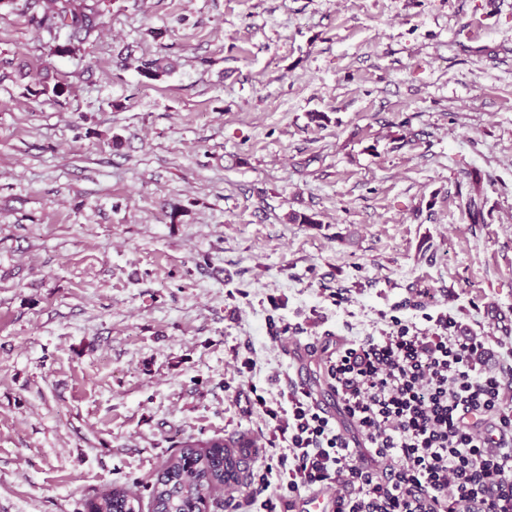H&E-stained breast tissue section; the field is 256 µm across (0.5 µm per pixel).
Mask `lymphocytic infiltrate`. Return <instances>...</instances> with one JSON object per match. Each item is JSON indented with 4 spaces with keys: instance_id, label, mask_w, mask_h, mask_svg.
Masks as SVG:
<instances>
[{
    "instance_id": "obj_1",
    "label": "lymphocytic infiltrate",
    "mask_w": 512,
    "mask_h": 512,
    "mask_svg": "<svg viewBox=\"0 0 512 512\" xmlns=\"http://www.w3.org/2000/svg\"><path fill=\"white\" fill-rule=\"evenodd\" d=\"M428 321L394 317L331 353L357 446L295 383L276 407L255 396L286 449L254 479L251 505L291 512L293 497L334 487L340 512H512V369L484 370L483 343L456 335L448 312Z\"/></svg>"
}]
</instances>
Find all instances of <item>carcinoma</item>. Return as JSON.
Instances as JSON below:
<instances>
[{
  "mask_svg": "<svg viewBox=\"0 0 512 512\" xmlns=\"http://www.w3.org/2000/svg\"><path fill=\"white\" fill-rule=\"evenodd\" d=\"M21 12L39 34L51 35L48 54L73 55L81 50L99 29V0H23ZM173 68V62L159 57L141 62L140 72L148 80H156ZM21 69L10 58L0 59V84L15 82ZM65 80L46 82L32 90L36 95L52 94L60 98L70 94ZM234 451L217 437L196 440L189 436L177 445L160 467L151 486L152 512H202L221 507L224 488L241 483L237 471V453L252 447L250 441L235 442ZM86 512H141L140 499L128 488L109 485L85 503Z\"/></svg>",
  "mask_w": 512,
  "mask_h": 512,
  "instance_id": "1",
  "label": "carcinoma"
}]
</instances>
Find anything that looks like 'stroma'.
I'll list each match as a JSON object with an SVG mask.
<instances>
[{
    "instance_id": "obj_1",
    "label": "stroma",
    "mask_w": 512,
    "mask_h": 512,
    "mask_svg": "<svg viewBox=\"0 0 512 512\" xmlns=\"http://www.w3.org/2000/svg\"><path fill=\"white\" fill-rule=\"evenodd\" d=\"M100 9L51 57L0 0V55L72 87L0 85V512L148 501L179 441L215 435L253 443L223 509L247 512L273 433L251 398L279 401L291 341L322 376L337 344L445 310L500 368L512 0ZM86 512H140V499L127 487L109 485L85 503Z\"/></svg>"
}]
</instances>
